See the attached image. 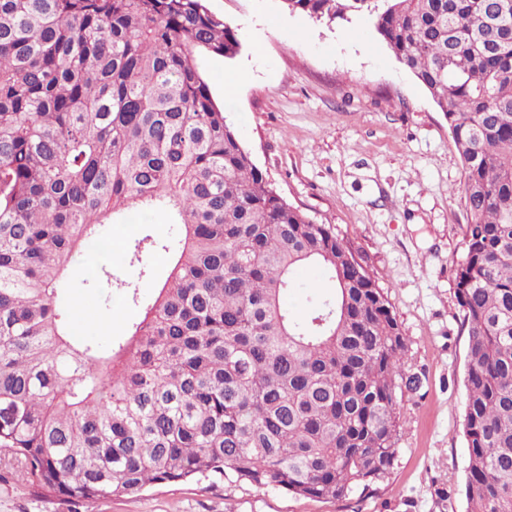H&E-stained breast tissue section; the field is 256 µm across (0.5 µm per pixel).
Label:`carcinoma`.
I'll return each mask as SVG.
<instances>
[{"instance_id":"obj_1","label":"carcinoma","mask_w":512,"mask_h":512,"mask_svg":"<svg viewBox=\"0 0 512 512\" xmlns=\"http://www.w3.org/2000/svg\"><path fill=\"white\" fill-rule=\"evenodd\" d=\"M505 0H281L367 17L458 147L468 222L465 512H512V9ZM237 31L206 0H0V463L34 495L85 504L219 474L344 501L398 457L407 345L383 289L331 224L253 163L199 71ZM159 211L174 242L101 269L144 308L102 347L58 305L103 224ZM163 252L154 279L144 262ZM317 265L299 318L282 298Z\"/></svg>"}]
</instances>
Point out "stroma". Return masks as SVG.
Returning <instances> with one entry per match:
<instances>
[{"mask_svg": "<svg viewBox=\"0 0 512 512\" xmlns=\"http://www.w3.org/2000/svg\"><path fill=\"white\" fill-rule=\"evenodd\" d=\"M239 34L231 59L206 56L201 71L228 124L278 192L311 219L333 225L383 288L406 339V375L420 378L400 405L394 467L377 492L319 500L236 486L219 477L110 495L93 507L37 497L0 467V512H465L468 336L456 297L467 212L463 170L448 122L427 90L369 22L327 24L280 0H208ZM244 73L234 99L224 78ZM171 241L166 215L109 224L107 251L67 277L62 302L77 338L126 335L140 308L101 288L109 264L128 273L126 245Z\"/></svg>", "mask_w": 512, "mask_h": 512, "instance_id": "1", "label": "stroma"}]
</instances>
